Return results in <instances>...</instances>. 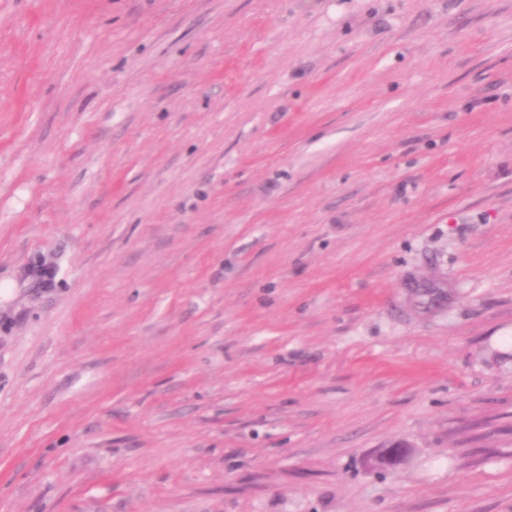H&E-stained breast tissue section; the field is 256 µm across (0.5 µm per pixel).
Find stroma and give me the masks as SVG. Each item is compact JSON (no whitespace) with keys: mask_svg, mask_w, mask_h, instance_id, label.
Segmentation results:
<instances>
[{"mask_svg":"<svg viewBox=\"0 0 512 512\" xmlns=\"http://www.w3.org/2000/svg\"><path fill=\"white\" fill-rule=\"evenodd\" d=\"M0 283V512H512V0H0Z\"/></svg>","mask_w":512,"mask_h":512,"instance_id":"35a3bbf8","label":"stroma"}]
</instances>
